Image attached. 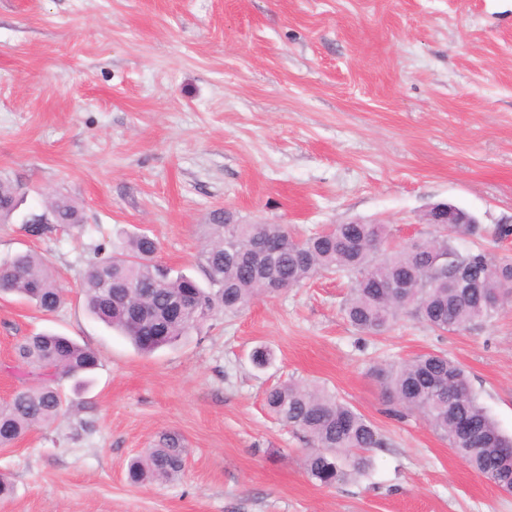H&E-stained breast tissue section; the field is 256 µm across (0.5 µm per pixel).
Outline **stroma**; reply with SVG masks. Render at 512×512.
Instances as JSON below:
<instances>
[{
    "label": "stroma",
    "mask_w": 512,
    "mask_h": 512,
    "mask_svg": "<svg viewBox=\"0 0 512 512\" xmlns=\"http://www.w3.org/2000/svg\"><path fill=\"white\" fill-rule=\"evenodd\" d=\"M0 177L23 194L0 259L45 256L66 295L51 315L0 295V402L25 386L23 336L100 358L85 391L60 383L58 420L0 449L15 484L0 512H512L422 416L387 415L373 374L447 354L512 436V304L456 332L405 316L367 337L342 310L349 279L325 275L144 355L82 294L93 248L123 230L198 276L219 210L297 235L376 222L392 248L428 236L439 202L512 225V0H0ZM55 194L83 225L26 233ZM287 379L376 426L367 476L306 475V439L263 405ZM164 433L187 451L182 475L129 484V459Z\"/></svg>",
    "instance_id": "stroma-1"
}]
</instances>
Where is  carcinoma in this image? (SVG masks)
Wrapping results in <instances>:
<instances>
[{"mask_svg":"<svg viewBox=\"0 0 512 512\" xmlns=\"http://www.w3.org/2000/svg\"><path fill=\"white\" fill-rule=\"evenodd\" d=\"M19 204V188L0 179V222L9 220ZM46 209L55 224L83 223L78 206L66 197L50 199ZM384 224H338L296 239L285 224H224V212L213 214L207 244L199 257L203 282L193 289L198 315L182 316L171 306L187 292L189 277L171 274L157 260V241L146 233L127 236L106 251L94 248L84 274L83 292L89 313L118 331L142 353L170 346L204 322L238 314L260 294L276 295L324 273L351 277L343 311L365 336L386 331L410 314L440 332L460 331L494 319L512 301V264L482 249L460 253L456 240L512 234L509 224H451L449 232L413 239L391 251L381 250ZM470 272L472 288H457L451 268ZM409 282L397 294L387 285ZM20 296L44 313L65 300L49 261L26 251L0 263V292ZM17 366L39 371L40 381L0 404V448H8L35 427L58 418L63 400L57 381L75 380L99 366L97 353L65 336L39 332L14 348ZM391 414H420L470 469L512 479V437L501 433L470 388L465 370L442 353H431L375 370ZM265 404L283 425L311 442L304 456L307 476L323 485L343 483L370 466L368 452L384 442L374 424L350 404L319 386L288 380L265 392ZM186 449L180 438L164 434L158 447L132 459L127 478L132 484L171 480L184 470Z\"/></svg>","mask_w":512,"mask_h":512,"instance_id":"carcinoma-1","label":"carcinoma"}]
</instances>
